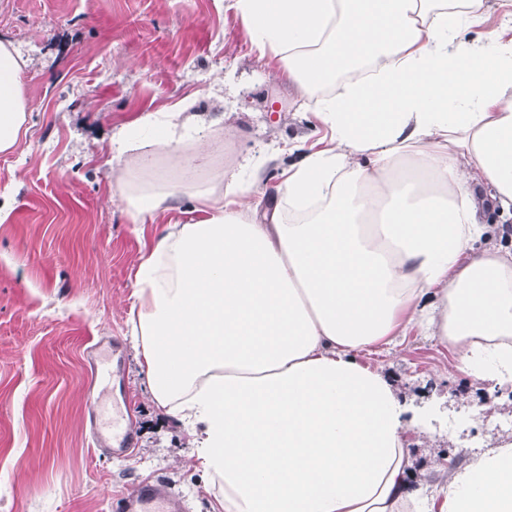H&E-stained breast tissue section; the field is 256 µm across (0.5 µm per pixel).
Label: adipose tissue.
<instances>
[{
  "label": "adipose tissue",
  "mask_w": 512,
  "mask_h": 512,
  "mask_svg": "<svg viewBox=\"0 0 512 512\" xmlns=\"http://www.w3.org/2000/svg\"><path fill=\"white\" fill-rule=\"evenodd\" d=\"M486 3L234 0L322 147L271 186L248 157L203 184L116 180L133 223L182 195L204 214L144 253L131 341L217 512H512V435L424 499L408 435L428 421L358 358L416 329L456 370L512 386V250L487 223L512 217V36L483 30ZM24 67L0 41V153L26 126ZM176 117H140L115 151L136 161L159 125L156 147L192 165L201 145L174 137Z\"/></svg>",
  "instance_id": "adipose-tissue-1"
}]
</instances>
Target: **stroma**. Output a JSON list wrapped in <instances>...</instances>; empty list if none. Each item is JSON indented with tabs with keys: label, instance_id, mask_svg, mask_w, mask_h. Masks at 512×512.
<instances>
[{
	"label": "stroma",
	"instance_id": "stroma-1",
	"mask_svg": "<svg viewBox=\"0 0 512 512\" xmlns=\"http://www.w3.org/2000/svg\"><path fill=\"white\" fill-rule=\"evenodd\" d=\"M233 0H0V39L26 60L28 130L0 153V512H112L114 493L160 478L188 512H213V494L190 463L187 436L152 400L129 342L136 274L154 235L201 212L185 197L135 224L114 193L112 136L184 99L204 120V181L271 144L314 141L316 119L274 58L261 56ZM116 339L124 367L93 386L86 350ZM435 426L411 437L416 472L454 471L491 448L512 419V391L495 413L471 407L485 382L455 370L437 341L410 331L397 346L362 353ZM130 405L131 458L93 450L88 412L102 420Z\"/></svg>",
	"mask_w": 512,
	"mask_h": 512
}]
</instances>
